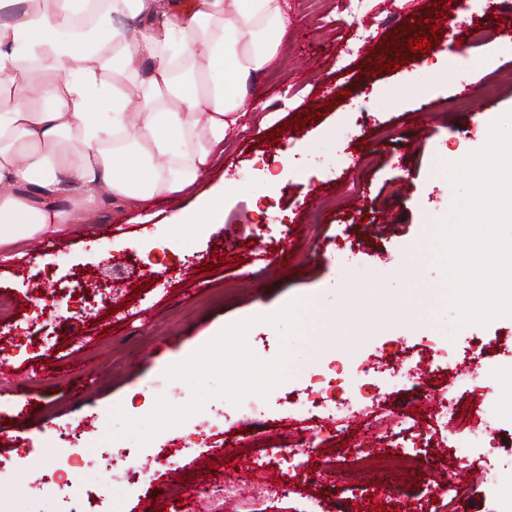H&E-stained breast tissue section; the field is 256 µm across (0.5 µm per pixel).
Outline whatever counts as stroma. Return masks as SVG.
<instances>
[{
  "label": "stroma",
  "instance_id": "obj_1",
  "mask_svg": "<svg viewBox=\"0 0 512 512\" xmlns=\"http://www.w3.org/2000/svg\"><path fill=\"white\" fill-rule=\"evenodd\" d=\"M445 0H363L361 37L341 0H288L290 25L280 54L264 73L265 108L251 109L224 137V158L206 187L231 183L224 219L167 239V219L195 201L189 193L149 213L105 207L53 244L0 261V294L13 302L0 318V499L15 512H180L206 506L223 486V512H308L335 503L341 475L331 456L393 448L395 430L375 424L369 408L346 423L344 436L293 415L286 396L303 399L321 365L324 342L345 357L352 342L366 363L365 382L396 408L409 389L421 397L410 417L430 451L413 472L359 469L344 512H487L496 502L485 469H512V456L487 440L486 468L442 456L448 431L424 396L451 386L471 408L512 398V317L455 328L438 312L442 272L431 241L455 191L439 162L480 149L493 121L512 112V33L495 28L477 43L464 29L438 30L455 60L428 69L422 60L376 72L378 54L395 58L393 42L417 33L413 16L434 17ZM313 123L294 129L314 105ZM280 131L279 143L270 132ZM363 199L355 208V199ZM287 263H280V249ZM217 271L202 273L204 262ZM120 289L113 309L101 294ZM448 344L444 371L429 369V347ZM499 360L483 383L471 376L474 352ZM427 372L417 384L403 367ZM261 404L269 420L267 462L252 464L256 443L244 428L204 431L230 403ZM109 413L82 434L94 452L125 454L149 480L108 478L104 461L77 473L73 487L40 489L65 467L62 434L83 415ZM206 432L202 447L182 449L176 467L154 462L172 430ZM319 439L296 469L282 447ZM454 480L458 498L438 497L434 483ZM287 496H279V489Z\"/></svg>",
  "mask_w": 512,
  "mask_h": 512
}]
</instances>
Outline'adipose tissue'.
Masks as SVG:
<instances>
[{
    "mask_svg": "<svg viewBox=\"0 0 512 512\" xmlns=\"http://www.w3.org/2000/svg\"><path fill=\"white\" fill-rule=\"evenodd\" d=\"M75 2L0 0V255L203 182L290 24L283 0H105L79 36ZM45 58L42 75L23 67Z\"/></svg>",
    "mask_w": 512,
    "mask_h": 512,
    "instance_id": "adipose-tissue-1",
    "label": "adipose tissue"
}]
</instances>
